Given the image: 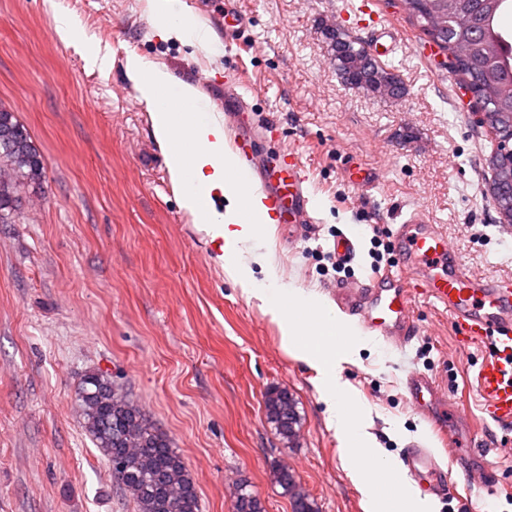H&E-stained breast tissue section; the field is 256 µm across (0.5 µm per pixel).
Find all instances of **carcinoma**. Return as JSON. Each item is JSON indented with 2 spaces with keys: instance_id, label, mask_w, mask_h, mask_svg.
I'll return each mask as SVG.
<instances>
[{
  "instance_id": "cac0c4a2",
  "label": "carcinoma",
  "mask_w": 512,
  "mask_h": 512,
  "mask_svg": "<svg viewBox=\"0 0 512 512\" xmlns=\"http://www.w3.org/2000/svg\"><path fill=\"white\" fill-rule=\"evenodd\" d=\"M408 18L425 40L448 57L460 87H469L483 111L492 113L490 127L500 137L512 129V35L501 30L500 17L512 10V0H402ZM444 19L440 27L432 18ZM336 69L349 83L367 92L383 94L384 81L397 76L373 62L349 35L330 34ZM0 223L8 224L11 203L18 189L33 188L45 177L40 154L27 129L14 113L0 108ZM77 401L86 431L109 463L120 466L112 478L137 512H199V495L182 456L166 436L145 419L142 410L119 393L104 374L90 372L81 380ZM268 420L279 435L291 441L299 424L295 400L273 389L265 400ZM275 481L291 496L293 512H317L316 504L295 491L288 468L275 471ZM234 512H263L248 485L237 487Z\"/></svg>"
}]
</instances>
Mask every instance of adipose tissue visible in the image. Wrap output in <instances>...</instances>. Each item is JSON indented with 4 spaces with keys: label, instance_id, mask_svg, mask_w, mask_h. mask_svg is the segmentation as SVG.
Returning <instances> with one entry per match:
<instances>
[{
    "label": "adipose tissue",
    "instance_id": "adipose-tissue-1",
    "mask_svg": "<svg viewBox=\"0 0 512 512\" xmlns=\"http://www.w3.org/2000/svg\"><path fill=\"white\" fill-rule=\"evenodd\" d=\"M154 16L161 40L175 38L192 48L218 52L210 32L191 13L178 9L176 0H155ZM126 71L151 114L182 208L218 246L227 275L278 323L283 348L316 370L331 419L346 434L344 462L363 490L367 512H379V486L394 477L395 462L375 448L358 400L340 381V365L354 347L337 345L336 337L355 335L354 326L318 295L281 283L265 256L246 261V253L271 219L258 200L249 199L238 175V161L226 149L223 124L197 110L195 88L137 54L128 56ZM189 143L194 144V152H186ZM220 197L227 201L221 211L215 206Z\"/></svg>",
    "mask_w": 512,
    "mask_h": 512
}]
</instances>
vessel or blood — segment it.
I'll use <instances>...</instances> for the list:
<instances>
[{
	"label": "vessel or blood",
	"mask_w": 512,
	"mask_h": 512,
	"mask_svg": "<svg viewBox=\"0 0 512 512\" xmlns=\"http://www.w3.org/2000/svg\"><path fill=\"white\" fill-rule=\"evenodd\" d=\"M344 13L356 20L373 43L370 58L381 63L394 53L402 33L395 22L380 14L378 0H348ZM245 109L236 84L227 82L224 107L217 115L231 132L232 148L244 157L252 150V136L235 125L232 115ZM252 177L278 223H313L306 169L298 153L280 154L274 166L253 170ZM392 235L400 268L369 276L354 288H337L338 307L355 317L364 330L401 343L414 335L417 296L442 307L458 342L469 345L490 340L492 353L479 367L477 393L491 420L512 426V278L490 279L466 272L445 233L419 210L401 214ZM405 389L414 410L428 418L442 416L441 388L434 378L409 374ZM403 466L411 476L426 481L430 494L447 495L448 483L430 450L410 449Z\"/></svg>",
	"instance_id": "1"
}]
</instances>
